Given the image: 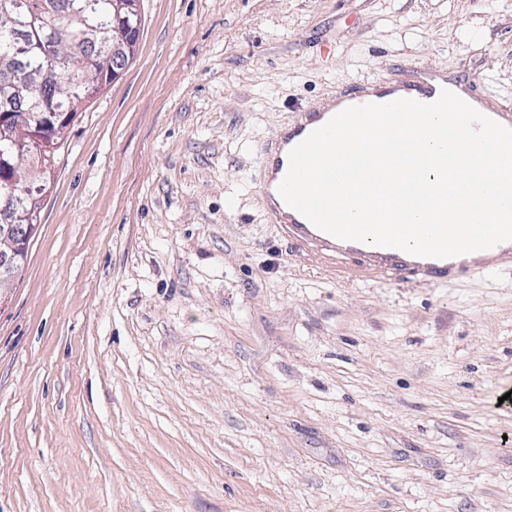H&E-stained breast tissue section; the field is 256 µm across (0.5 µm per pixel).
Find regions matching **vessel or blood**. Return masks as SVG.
<instances>
[{"label":"vessel or blood","mask_w":512,"mask_h":512,"mask_svg":"<svg viewBox=\"0 0 512 512\" xmlns=\"http://www.w3.org/2000/svg\"><path fill=\"white\" fill-rule=\"evenodd\" d=\"M447 86V71L420 65L364 78L333 90L319 107L295 109L279 132L261 143L258 192L268 221L276 225L281 236L291 241L298 252L311 257L336 282L435 284L473 276L490 268H512V241L456 257L428 258L396 248L341 240L314 226L278 192L288 170L290 150L335 114L350 106L384 104L400 98L430 103ZM469 99L478 104L481 114L512 128V107L488 103L474 93Z\"/></svg>","instance_id":"b4317fda"}]
</instances>
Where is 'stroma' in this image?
<instances>
[{
  "label": "stroma",
  "mask_w": 512,
  "mask_h": 512,
  "mask_svg": "<svg viewBox=\"0 0 512 512\" xmlns=\"http://www.w3.org/2000/svg\"><path fill=\"white\" fill-rule=\"evenodd\" d=\"M0 302V512H512V269L339 284L258 147L412 63L512 99V0H139Z\"/></svg>",
  "instance_id": "stroma-1"
}]
</instances>
